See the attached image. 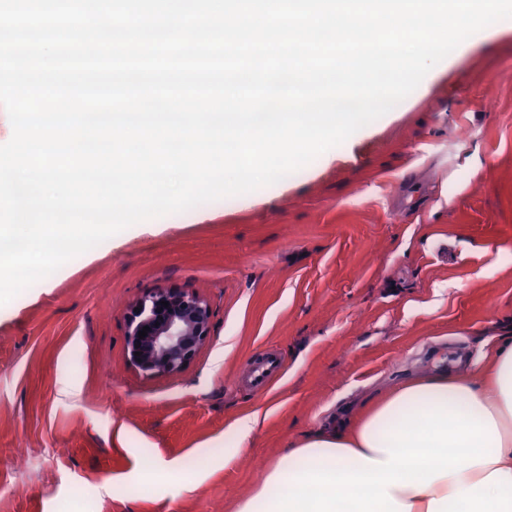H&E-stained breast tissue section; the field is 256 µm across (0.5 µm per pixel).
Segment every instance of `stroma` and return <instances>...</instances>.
Returning <instances> with one entry per match:
<instances>
[{
	"label": "stroma",
	"instance_id": "1",
	"mask_svg": "<svg viewBox=\"0 0 512 512\" xmlns=\"http://www.w3.org/2000/svg\"><path fill=\"white\" fill-rule=\"evenodd\" d=\"M159 287L203 297L211 336L148 377L125 311ZM509 332L505 19L277 183L135 224L1 305L0 512H237L308 429L412 379L483 383L486 338ZM268 350L283 376L238 385Z\"/></svg>",
	"mask_w": 512,
	"mask_h": 512
}]
</instances>
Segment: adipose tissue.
I'll list each match as a JSON object with an SVG mask.
<instances>
[{
  "instance_id": "1",
  "label": "adipose tissue",
  "mask_w": 512,
  "mask_h": 512,
  "mask_svg": "<svg viewBox=\"0 0 512 512\" xmlns=\"http://www.w3.org/2000/svg\"><path fill=\"white\" fill-rule=\"evenodd\" d=\"M237 512H512V339L482 385L436 374L308 431Z\"/></svg>"
}]
</instances>
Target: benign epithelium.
I'll use <instances>...</instances> for the list:
<instances>
[{
  "instance_id": "benign-epithelium-1",
  "label": "benign epithelium",
  "mask_w": 512,
  "mask_h": 512,
  "mask_svg": "<svg viewBox=\"0 0 512 512\" xmlns=\"http://www.w3.org/2000/svg\"><path fill=\"white\" fill-rule=\"evenodd\" d=\"M163 301L169 305H161ZM211 319L209 304L183 288H157L136 300L125 316L130 366L147 375L184 371L208 343ZM145 326L150 331L141 339L138 332Z\"/></svg>"
}]
</instances>
